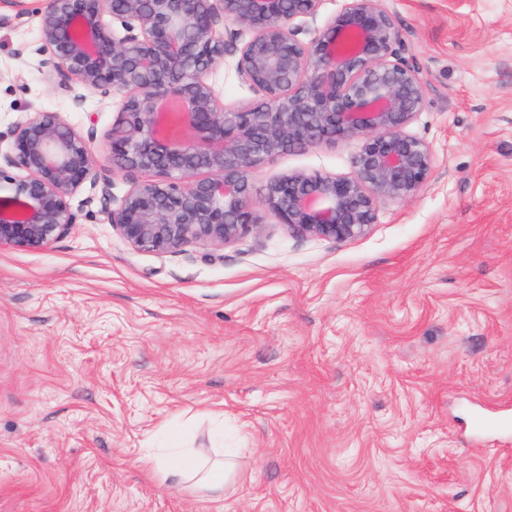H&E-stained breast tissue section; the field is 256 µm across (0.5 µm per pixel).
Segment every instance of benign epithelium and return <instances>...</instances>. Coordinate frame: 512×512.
<instances>
[{"instance_id": "1", "label": "benign epithelium", "mask_w": 512, "mask_h": 512, "mask_svg": "<svg viewBox=\"0 0 512 512\" xmlns=\"http://www.w3.org/2000/svg\"><path fill=\"white\" fill-rule=\"evenodd\" d=\"M321 0H47L38 68L69 91L122 98L109 134L118 171L151 178L119 199L89 143L55 112H28L0 140V247L43 249L79 223L71 199L100 187L101 213L136 252L224 246L261 224L350 241L383 201L414 197L432 168L407 133L427 89L381 0H349L314 26ZM227 54L258 99L227 110L209 76ZM178 110L158 111L162 100ZM356 138L349 177L291 172L261 186V163Z\"/></svg>"}]
</instances>
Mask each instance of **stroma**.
I'll return each instance as SVG.
<instances>
[{
    "label": "stroma",
    "mask_w": 512,
    "mask_h": 512,
    "mask_svg": "<svg viewBox=\"0 0 512 512\" xmlns=\"http://www.w3.org/2000/svg\"><path fill=\"white\" fill-rule=\"evenodd\" d=\"M427 88L433 167L352 241L270 213L221 248L135 252L98 212L0 248V512H512V0H383ZM33 0H0V131L57 113L122 197L117 101L35 65ZM225 56L226 108L254 100ZM84 98L74 107L73 96ZM356 139L284 153L256 184L353 172ZM235 481H162L172 433Z\"/></svg>",
    "instance_id": "stroma-1"
}]
</instances>
